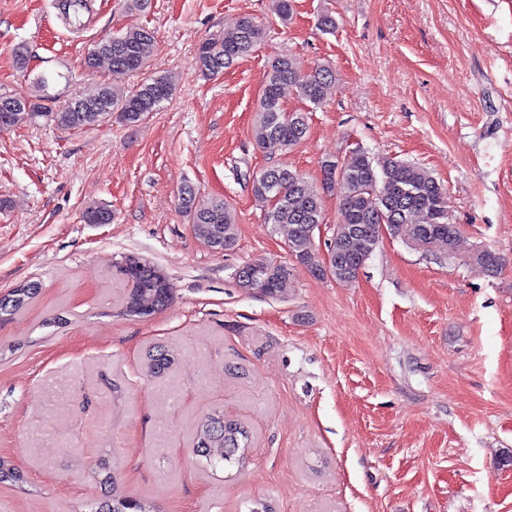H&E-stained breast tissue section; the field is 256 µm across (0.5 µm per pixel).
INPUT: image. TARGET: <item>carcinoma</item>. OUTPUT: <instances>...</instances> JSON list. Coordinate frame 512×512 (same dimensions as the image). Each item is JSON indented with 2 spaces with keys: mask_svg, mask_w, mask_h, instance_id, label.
Listing matches in <instances>:
<instances>
[{
  "mask_svg": "<svg viewBox=\"0 0 512 512\" xmlns=\"http://www.w3.org/2000/svg\"><path fill=\"white\" fill-rule=\"evenodd\" d=\"M264 28L254 18L241 17L232 32L211 37L200 44L195 64L206 76L218 75L236 65L263 40ZM155 48L153 32L131 25L97 42L87 53L84 64L91 68L105 63L111 80L92 88L84 97L63 104L54 112L37 102L31 110L9 112L7 108L20 99L0 93V123L8 128L49 117L57 125L76 129L99 125L118 114L119 119L134 126L148 114L160 109L173 94V83L166 75L153 76L128 88L125 77L145 67ZM296 88L301 100L315 106L323 104L332 94L334 78L326 67L310 74H301L291 57L281 56L271 65L263 84L260 108L252 129L256 146L266 152L286 150L297 145L308 132L307 114L287 112L281 104L283 86ZM341 185L340 223L330 242V254L337 258L332 264V277L342 283L353 281L377 249L381 228L391 237L426 243L442 242L453 252L460 234L455 224L448 223L445 189L426 169L394 157H374L358 148L349 152V161L332 172L322 169V190L311 186L296 170L287 165L264 169L253 180L255 198L265 204V223L277 231H288V252L295 261L317 276H326L324 262L316 252L314 241L318 225L324 223V201L321 191H332ZM181 209L196 237L215 250L236 246L235 217L222 198L197 199L191 188L180 195ZM503 258L490 249H479L471 256L472 266L481 273H493ZM261 294L275 297L281 292L287 270L262 261L247 264ZM119 272L128 281L124 299L127 316L146 319L166 306L173 295L168 280L155 287L158 270L127 256ZM30 283L16 287L0 296V321L15 315L38 292ZM246 428L220 413L205 417L197 430V455L211 458V449H221L220 460L233 463L242 445L247 443ZM95 512H151L135 499L112 500Z\"/></svg>",
  "mask_w": 512,
  "mask_h": 512,
  "instance_id": "obj_1",
  "label": "carcinoma"
}]
</instances>
